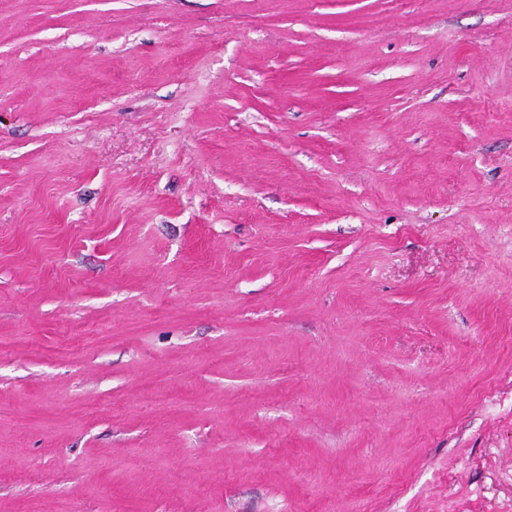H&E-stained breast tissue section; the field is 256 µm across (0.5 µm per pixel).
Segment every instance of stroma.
Wrapping results in <instances>:
<instances>
[{
  "label": "stroma",
  "mask_w": 512,
  "mask_h": 512,
  "mask_svg": "<svg viewBox=\"0 0 512 512\" xmlns=\"http://www.w3.org/2000/svg\"><path fill=\"white\" fill-rule=\"evenodd\" d=\"M0 512H512V0H0Z\"/></svg>",
  "instance_id": "35a3bbf8"
}]
</instances>
